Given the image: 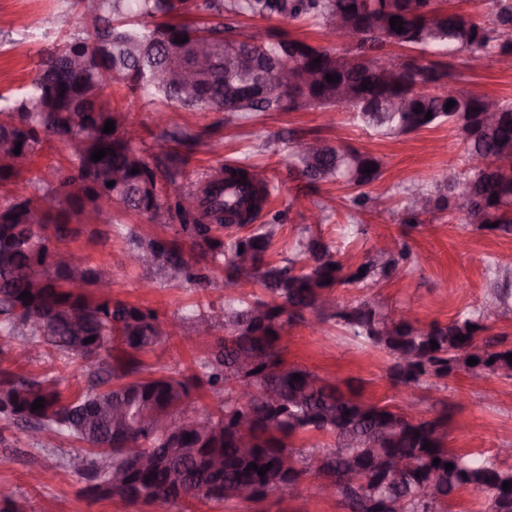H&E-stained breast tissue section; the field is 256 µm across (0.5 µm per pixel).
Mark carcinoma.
<instances>
[{
    "instance_id": "cac0c4a2",
    "label": "carcinoma",
    "mask_w": 512,
    "mask_h": 512,
    "mask_svg": "<svg viewBox=\"0 0 512 512\" xmlns=\"http://www.w3.org/2000/svg\"><path fill=\"white\" fill-rule=\"evenodd\" d=\"M445 0H71V11L82 15L92 5L95 23L83 34L71 36L44 54L30 88L0 104V146L20 154L8 166L0 165V186L13 184L33 159L52 141L73 145L67 169L55 168L37 177L35 191L0 205V340L22 336L40 342L67 358L90 359L112 353V367L103 370L93 388L71 401L62 400L53 379L25 378L0 370V394L15 410L0 416L14 418L39 433L77 439L88 445L91 459L75 456L68 466L88 480H104L111 472L129 474L131 491L113 489L112 496L129 504L165 507L185 500L171 492L174 480L198 488L195 497L221 503L237 499L240 486L262 487L265 493L293 490L308 471L307 461L323 459L320 471L335 477L334 491L350 512L368 510L373 500H387L392 512H447L458 491L470 489L487 497L486 512H500L501 500L512 496V465L499 455L477 457L447 448L448 416L413 418L389 406L365 402L355 390L345 394L317 372L301 365L283 364L281 341L288 328L311 316L320 324L334 321L366 346L386 352L394 385L419 387L429 379H446L460 370L473 377L501 375L512 380L511 347H497L484 339L488 322L512 312V270L496 268L492 288L481 306L446 323L422 324L409 316L396 318L368 300L342 305L335 290L344 284H375L399 276L408 257L406 244L375 250L355 268L334 257L318 235L301 237L297 258L283 263L269 259L280 222L277 217L249 233L223 240L212 225L251 224L260 217L270 191L261 167L242 158L209 169L196 190L169 197L168 189L182 177L184 154L200 143V134L180 126L163 130L173 150L150 164L129 143L127 117L104 98L112 83H123L146 103L162 102L205 112L226 113L225 122L249 120L257 112L336 109L345 106L358 123L385 136H402L444 123L455 129L465 144L468 167L426 187L412 183L404 223L413 226L426 214L464 219L483 232L512 234V155L493 171L479 168L476 159L493 161L501 149L512 146V102L476 95L456 86L458 73L449 62L435 61L443 84L436 89L416 88V66L403 83L389 87L386 55L382 49L398 46L412 51L448 56L469 53L464 66L493 54H512V0H492L486 22L445 7ZM281 17L310 21L336 33V24L356 32L354 47L342 53L309 46L310 53L294 59L297 73L309 67L311 82L296 94L285 95L277 82L284 41L279 36L257 40L243 35L236 18ZM400 17L403 31L391 29L390 18ZM187 37V42L178 39ZM208 46L216 59L196 86L180 79L192 63L193 51ZM321 59L315 63V59ZM339 76L329 83L326 74ZM367 88H362V84ZM454 107L445 110L447 101ZM498 106L499 117L489 126L483 119L487 102ZM420 112H415V109ZM432 118L427 120V113ZM114 132H102L106 121ZM303 139L291 140L296 174L314 189L324 182L343 181L352 188L366 186L382 175L381 160L356 148L328 144L307 153ZM108 149L99 161L92 153ZM374 164L368 174L365 168ZM140 172L134 173L132 169ZM121 179L112 186L114 172ZM106 191L110 203L99 201ZM497 198H492V195ZM425 205L417 207V198ZM372 198L358 194L349 199V219L371 207ZM134 213L156 224L179 220L172 239L137 241L136 252L149 256L145 266L160 268L171 280L193 281L203 288L215 284L194 272L184 257L181 239L197 261L225 265L227 280L259 283L267 299L230 298L224 301V329L228 336L217 351L199 364L190 377L172 374L143 376L139 356L165 338L180 333L178 322H164L154 311L104 295L98 282L103 273L86 264L77 253L64 251L71 264L55 261L59 250L52 239L73 234L71 223L84 224L88 216H112V211ZM498 226H493V223ZM365 273H360V269ZM331 282H326V279ZM27 291L30 297L21 300ZM474 329L469 330L467 326ZM465 337L460 342L455 336ZM94 341L86 342L89 337ZM436 341L433 349L430 341ZM478 364L470 366L467 360ZM301 380H293V375ZM255 390L248 411L239 404L241 383ZM207 385L216 399L207 408L190 404L194 388ZM44 407L31 410L35 400ZM112 406L130 426L132 436H120L110 419L95 416L89 406ZM251 421L250 445L241 446L235 422L242 415ZM196 415L211 427L181 426L172 445L169 436L149 420L178 421ZM305 434L334 439L328 448L319 443L296 447L293 439ZM430 447H425V443ZM439 465H433L434 459ZM402 462L398 471L389 463ZM255 463L272 467L263 475ZM453 464L450 470L445 464ZM356 469L371 473L366 487L355 488ZM431 484L436 495L425 497ZM224 487V495L200 489Z\"/></svg>"
}]
</instances>
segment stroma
<instances>
[{"label": "stroma", "mask_w": 512, "mask_h": 512, "mask_svg": "<svg viewBox=\"0 0 512 512\" xmlns=\"http://www.w3.org/2000/svg\"><path fill=\"white\" fill-rule=\"evenodd\" d=\"M67 8V0H0V18L8 22L0 31V95L9 96L27 86L41 56L62 43V35L46 30L41 21L48 14ZM239 24L243 33L263 39L287 32L315 46L327 43L321 27L312 22L244 16ZM457 86L512 100V71H502L489 57L480 69L463 70ZM104 97L113 108L126 112L133 130L131 145L146 159L169 151V143L160 136L162 127L155 120L153 107L122 84L108 86ZM167 117L172 125L195 131L208 126L213 129L184 165L179 189H194L210 167L243 157L266 167L275 187L266 209L283 214L270 249L272 261L294 257L295 241L306 227L320 235L346 265L361 262L374 249L394 247L398 237H406L412 258L397 279L379 281L371 288L339 287V302L368 299L393 316L409 314L425 323L445 322L480 304L491 269L512 267V236L485 234L460 219L437 220L430 216L408 233L398 218L406 204L403 186L415 180L438 179L447 176L450 169L462 168L463 146L448 125L385 137L361 126L340 109L260 112L238 124L219 123L214 112L181 108L168 109ZM297 137L318 138L335 147L351 146L380 157L383 173L363 191L373 197L377 206L392 208L395 218L381 221L370 211L349 218L347 204L354 188L324 183L313 192L302 180L290 176L288 146ZM319 202L328 205L331 218L313 225L309 217ZM122 220L124 232H117L115 225L103 221L80 227L60 246L80 253L91 266L112 276L114 299L151 309L163 319L199 312L209 315L212 332L198 339L195 346L184 345L174 337L141 357L148 371L156 375L197 373L199 362L226 334L225 298L243 293L261 298L265 292L258 285L243 292L224 284L225 272L218 265L200 266L203 274L221 282L218 291L168 280L155 267L128 266L126 254L132 249L134 238L170 239L176 226L153 224L131 213L123 215ZM281 347L285 364L307 366L340 387L355 381L365 401L393 404L402 412L426 418L447 413L449 449L491 455L496 449L512 448V380L496 376L473 378L460 371L437 386L424 385L398 393L388 376V356L359 343L332 323L320 330L311 325L294 327ZM0 369L17 375L57 377L59 392L69 400L90 389L98 366L83 360L64 361L37 343L25 347L14 343L7 354L0 356ZM84 451V443L51 433L41 442H34L24 423L0 416V492L26 503L29 512H38L47 501L55 512H159L152 505L88 496L86 479L67 465L70 457ZM313 480V475H306L303 486L273 493L256 503L227 502L219 506L193 500L185 507L170 506L167 512H344L337 498L306 494L305 486Z\"/></svg>", "instance_id": "obj_1"}]
</instances>
